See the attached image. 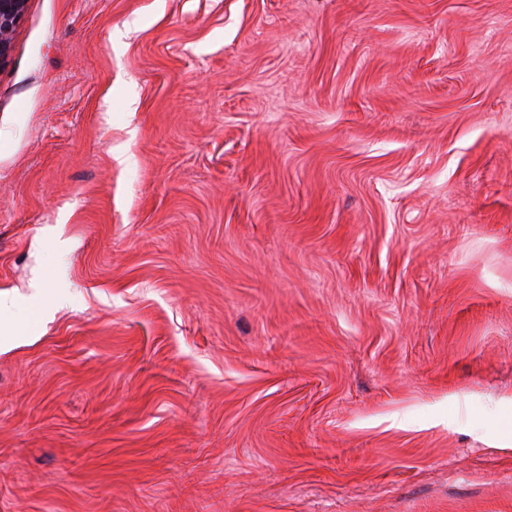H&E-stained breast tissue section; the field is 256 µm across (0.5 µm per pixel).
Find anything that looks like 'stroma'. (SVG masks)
Here are the masks:
<instances>
[{"instance_id":"35a3bbf8","label":"stroma","mask_w":512,"mask_h":512,"mask_svg":"<svg viewBox=\"0 0 512 512\" xmlns=\"http://www.w3.org/2000/svg\"><path fill=\"white\" fill-rule=\"evenodd\" d=\"M0 290V512H512V0H28ZM17 297L9 291H0V350L10 345L15 336L17 322L14 320V310Z\"/></svg>"}]
</instances>
